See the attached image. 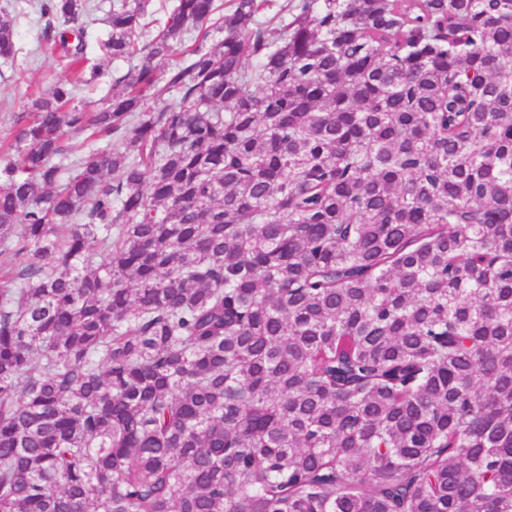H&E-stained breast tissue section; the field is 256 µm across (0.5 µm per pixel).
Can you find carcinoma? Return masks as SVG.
Wrapping results in <instances>:
<instances>
[{"mask_svg": "<svg viewBox=\"0 0 512 512\" xmlns=\"http://www.w3.org/2000/svg\"><path fill=\"white\" fill-rule=\"evenodd\" d=\"M39 2L75 72L0 155V512H512V0H112L95 49ZM126 69L127 63L123 61L114 63L111 62L106 65L104 73L98 81V89H85L77 91L74 104L82 106L89 102L91 108L101 109L107 107L110 103L109 100L111 99L112 78L124 72ZM109 90L110 94L107 95Z\"/></svg>", "mask_w": 512, "mask_h": 512, "instance_id": "carcinoma-1", "label": "carcinoma"}]
</instances>
